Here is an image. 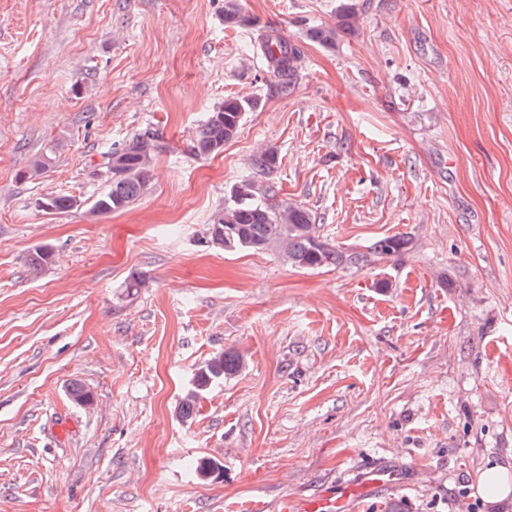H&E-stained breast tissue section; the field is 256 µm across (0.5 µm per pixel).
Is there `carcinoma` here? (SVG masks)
<instances>
[{
	"label": "carcinoma",
	"instance_id": "obj_1",
	"mask_svg": "<svg viewBox=\"0 0 512 512\" xmlns=\"http://www.w3.org/2000/svg\"><path fill=\"white\" fill-rule=\"evenodd\" d=\"M358 14L351 0H341L336 25L309 30L308 36L325 46L334 47L345 34L358 30ZM252 24L242 7L241 0H224V26L239 28ZM257 49L268 60L272 73L282 87L291 85L297 75L301 60L300 50L277 36L262 38ZM256 106L253 98L229 97L211 112L196 130L192 150L198 156L219 154L224 143L232 140L245 113ZM62 144L49 146L45 153L34 158L17 173L21 181L39 179L53 163ZM158 152L155 136L150 132L134 136L121 149L108 155L104 163L107 188L93 204V212L105 214L124 210L134 204L148 190L154 157ZM252 166L267 181L265 197H260L254 182L245 180L237 185L231 202L216 210L206 224L210 240L228 252L239 249L267 250L272 248L284 255L288 262L300 269L329 267H362L371 257H388L407 250L406 237L390 236L377 240L367 252L340 249L317 235V225L312 213L299 204L273 205L268 194L276 191V172L279 167L277 148L269 146L255 156ZM54 260L52 249L39 247L30 252L25 263L28 270L37 274ZM244 357L232 350L214 353L197 371L193 387L179 403V416L191 418L198 399L209 388L240 372Z\"/></svg>",
	"mask_w": 512,
	"mask_h": 512
}]
</instances>
